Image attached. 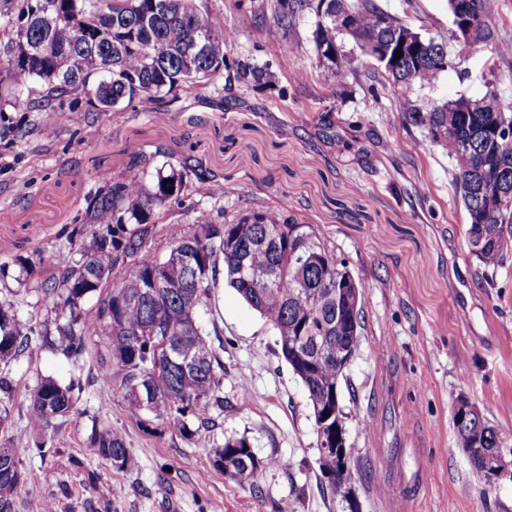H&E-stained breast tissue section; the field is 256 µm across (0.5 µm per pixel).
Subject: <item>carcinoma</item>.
<instances>
[{"mask_svg":"<svg viewBox=\"0 0 512 512\" xmlns=\"http://www.w3.org/2000/svg\"><path fill=\"white\" fill-rule=\"evenodd\" d=\"M466 15L478 24L477 39L493 36L496 12L492 0H459ZM356 15L355 44L374 37L394 40L409 27L378 8L373 0H276L274 19L291 24L306 10L317 21L314 42L318 63L340 82L356 73L354 57L338 44L343 31L325 18L329 9ZM233 33L223 15L197 0H0V82L13 89L17 104L38 96V111H52L51 101L65 95L93 94L104 110L127 102L149 101L164 111L162 95L178 85L189 87L224 72L237 81L260 82L270 73L248 60L225 53ZM426 55L406 57L385 72L402 91L445 70L459 68L472 44L455 43L448 55V39L427 36ZM399 112L411 125L425 127L438 147L454 163V185L467 218V228L481 226L486 237L471 253L489 267L504 258L512 239V139L496 141L495 130L512 115L503 112L496 89L480 98H459L443 104L398 100ZM194 177L156 169L152 186L133 174L122 180L102 177L103 192L89 200V223L74 224L69 244L91 235L88 248L74 257L60 251L56 271L36 283L32 291L53 313L41 325L23 319L9 304L0 303V432L18 395L9 366L46 352L76 369L92 335L102 331L108 360L99 372L112 390L136 411L161 421L190 439L208 425L211 410L224 404V365L214 349L213 336L223 335L212 313L220 283L233 288L277 331L282 358L302 383L313 412L314 425L336 407V388L345 370L336 360V346L358 349L362 307L353 313L336 306V255L318 238L311 224L296 225L286 216L264 210L218 221L199 207V199L215 190L206 169L182 160ZM173 201L194 213L195 229L165 224L168 246L186 256L179 270L183 288H152L154 274L166 278L161 253L149 247L155 225L147 223L152 210ZM230 227L243 253L224 246V227ZM305 234L308 250L319 254L307 263L291 256L277 242L288 229ZM249 273L237 274L240 263ZM97 296L94 305L86 299ZM84 391L81 375L61 383L42 376L26 395L27 424L0 445V512H15L16 499L26 487V475L15 448L23 445L40 458L56 454L54 433L79 414ZM461 448H499L502 433L482 414L453 417ZM95 454L123 470L130 462L122 433L112 425L94 426ZM320 469L331 490L346 497V482L336 475V455L320 453ZM212 467L240 483L252 484L262 469L281 466L275 457L260 458L244 436L231 437L213 450Z\"/></svg>","mask_w":512,"mask_h":512,"instance_id":"carcinoma-1","label":"carcinoma"}]
</instances>
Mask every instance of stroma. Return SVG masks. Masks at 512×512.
<instances>
[{"instance_id":"1","label":"stroma","mask_w":512,"mask_h":512,"mask_svg":"<svg viewBox=\"0 0 512 512\" xmlns=\"http://www.w3.org/2000/svg\"><path fill=\"white\" fill-rule=\"evenodd\" d=\"M235 33L228 58L268 67L273 85L233 83L242 108L208 102L224 79L180 88L164 122L140 105L104 111L88 95L54 112L7 109L17 135L0 139V263L40 253L25 283L0 282V302L43 321L33 286L54 270L58 236L88 220L102 188L99 170L122 179L157 150L192 157L214 176L203 200L225 218L275 212L287 199L297 223L320 239L363 287V330L340 386L352 450L350 498L336 497L319 467L314 417L304 388L279 357L277 333L229 287L216 316L224 334V406L212 428L185 439L140 415L98 372L104 336L83 357L79 416L55 435L57 452L16 454L30 495L56 512H512V479L478 486L457 443L453 416L468 399L493 424L512 428V250L495 267L471 254L454 164L425 128L402 122L397 92L363 59L336 84L316 60V17L294 29L274 21L272 0H204ZM428 35L448 30V0H376ZM494 38L475 43L464 70L413 86L412 99L438 104L496 88L512 113V65L497 53L512 41V0H498ZM307 77L293 79V71ZM80 123H72L71 113ZM247 388H240V379ZM125 437L130 463L118 471L89 446L93 420ZM247 437L259 457L287 460L256 484L216 472L213 450Z\"/></svg>"}]
</instances>
